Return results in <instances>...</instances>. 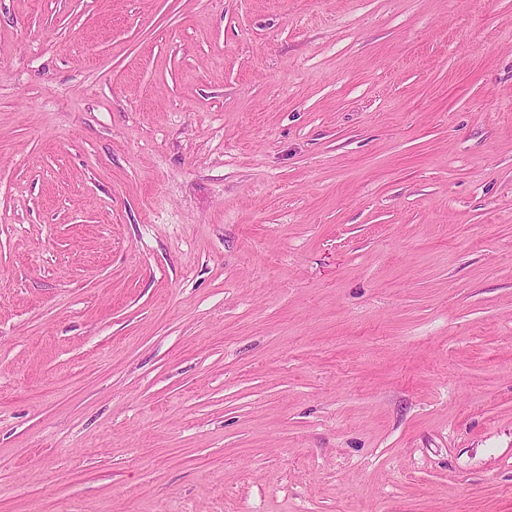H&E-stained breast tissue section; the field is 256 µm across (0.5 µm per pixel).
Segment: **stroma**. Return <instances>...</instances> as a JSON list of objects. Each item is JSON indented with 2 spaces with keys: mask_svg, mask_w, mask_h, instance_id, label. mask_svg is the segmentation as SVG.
<instances>
[{
  "mask_svg": "<svg viewBox=\"0 0 512 512\" xmlns=\"http://www.w3.org/2000/svg\"><path fill=\"white\" fill-rule=\"evenodd\" d=\"M0 512H512V0H0Z\"/></svg>",
  "mask_w": 512,
  "mask_h": 512,
  "instance_id": "stroma-1",
  "label": "stroma"
}]
</instances>
